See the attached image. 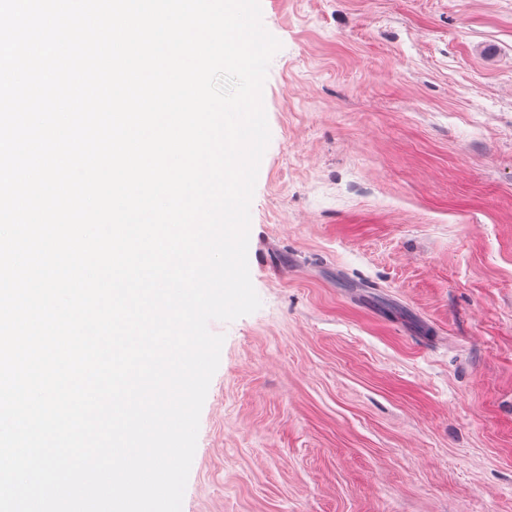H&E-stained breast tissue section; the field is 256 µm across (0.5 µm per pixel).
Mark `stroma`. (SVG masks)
<instances>
[{
  "label": "stroma",
  "mask_w": 512,
  "mask_h": 512,
  "mask_svg": "<svg viewBox=\"0 0 512 512\" xmlns=\"http://www.w3.org/2000/svg\"><path fill=\"white\" fill-rule=\"evenodd\" d=\"M282 47L183 512H512V0H261Z\"/></svg>",
  "instance_id": "1"
}]
</instances>
